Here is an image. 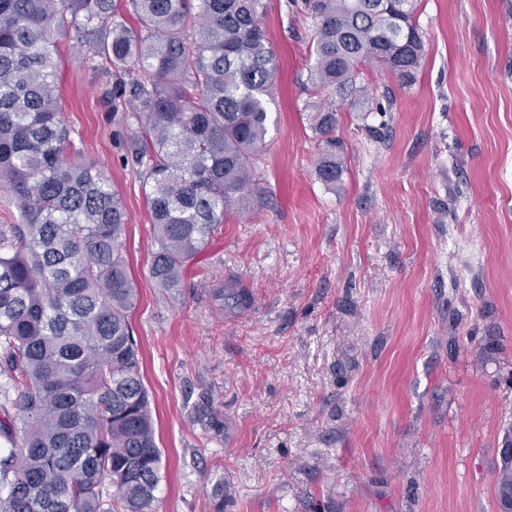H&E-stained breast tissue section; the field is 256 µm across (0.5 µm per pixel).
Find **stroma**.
I'll use <instances>...</instances> for the list:
<instances>
[{
	"mask_svg": "<svg viewBox=\"0 0 512 512\" xmlns=\"http://www.w3.org/2000/svg\"><path fill=\"white\" fill-rule=\"evenodd\" d=\"M279 80L261 199L231 208L181 287L157 249L136 123L60 52L66 123L122 197L161 452L157 512H497L512 431V0H418L411 83L378 67L336 106L342 178L315 175L313 20L266 0ZM249 297L235 307L218 288ZM223 421L205 436L192 407Z\"/></svg>",
	"mask_w": 512,
	"mask_h": 512,
	"instance_id": "stroma-1",
	"label": "stroma"
}]
</instances>
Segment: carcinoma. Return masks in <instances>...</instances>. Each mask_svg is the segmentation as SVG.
<instances>
[{
    "label": "carcinoma",
    "instance_id": "1",
    "mask_svg": "<svg viewBox=\"0 0 512 512\" xmlns=\"http://www.w3.org/2000/svg\"><path fill=\"white\" fill-rule=\"evenodd\" d=\"M418 0H289L317 20L306 91L365 99L367 64L408 81L423 56ZM0 0V512H155L160 452L129 323L137 290L122 252L120 193L73 150L56 42L132 104V158L148 187L161 288H179L231 206L255 193L278 79L264 0ZM315 175L340 181L336 111L312 104ZM206 432L211 403L194 405ZM512 512V461L498 463Z\"/></svg>",
    "mask_w": 512,
    "mask_h": 512
}]
</instances>
